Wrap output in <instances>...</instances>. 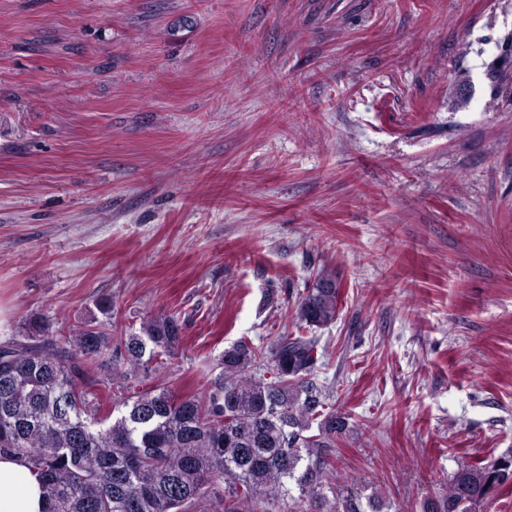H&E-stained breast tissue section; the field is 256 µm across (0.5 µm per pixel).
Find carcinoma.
<instances>
[{
    "label": "carcinoma",
    "mask_w": 512,
    "mask_h": 512,
    "mask_svg": "<svg viewBox=\"0 0 512 512\" xmlns=\"http://www.w3.org/2000/svg\"><path fill=\"white\" fill-rule=\"evenodd\" d=\"M340 283L321 273L299 297L296 334L268 348L239 340L224 349L222 377L205 397L141 390L113 417L112 398L85 389V356L148 376L174 353L173 314L144 319L112 353V300L103 320L65 340L34 324L0 341V452L23 457L43 484L45 512H382L375 499L336 491L332 463L343 414L313 378L321 355L309 335L336 318ZM318 433L312 434V425ZM512 483V454L460 467L448 492L422 512H477Z\"/></svg>",
    "instance_id": "1"
}]
</instances>
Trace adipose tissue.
Listing matches in <instances>:
<instances>
[{"instance_id":"obj_1","label":"adipose tissue","mask_w":512,"mask_h":512,"mask_svg":"<svg viewBox=\"0 0 512 512\" xmlns=\"http://www.w3.org/2000/svg\"><path fill=\"white\" fill-rule=\"evenodd\" d=\"M45 497L36 473L18 456H0V512H44Z\"/></svg>"}]
</instances>
